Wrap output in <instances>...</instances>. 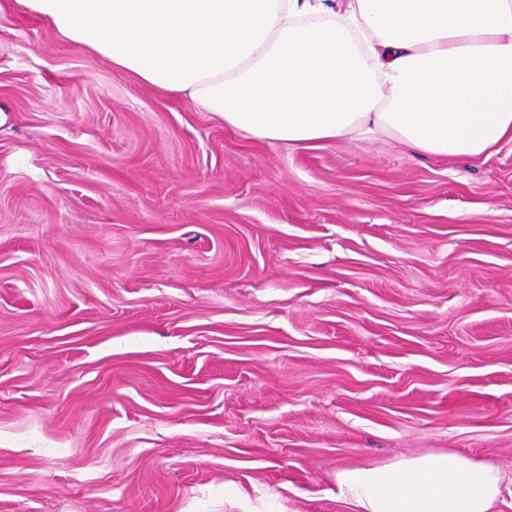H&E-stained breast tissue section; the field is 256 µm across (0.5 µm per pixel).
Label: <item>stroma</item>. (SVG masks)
<instances>
[{"mask_svg":"<svg viewBox=\"0 0 512 512\" xmlns=\"http://www.w3.org/2000/svg\"><path fill=\"white\" fill-rule=\"evenodd\" d=\"M437 450L512 512V141L289 149L0 0V512H344Z\"/></svg>","mask_w":512,"mask_h":512,"instance_id":"obj_1","label":"stroma"}]
</instances>
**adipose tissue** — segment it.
Listing matches in <instances>:
<instances>
[{
    "mask_svg": "<svg viewBox=\"0 0 512 512\" xmlns=\"http://www.w3.org/2000/svg\"><path fill=\"white\" fill-rule=\"evenodd\" d=\"M64 41L290 148L386 136L437 158L512 140V0H21ZM349 512H497L449 451L336 475Z\"/></svg>",
    "mask_w": 512,
    "mask_h": 512,
    "instance_id": "ef3b65f1",
    "label": "adipose tissue"
}]
</instances>
